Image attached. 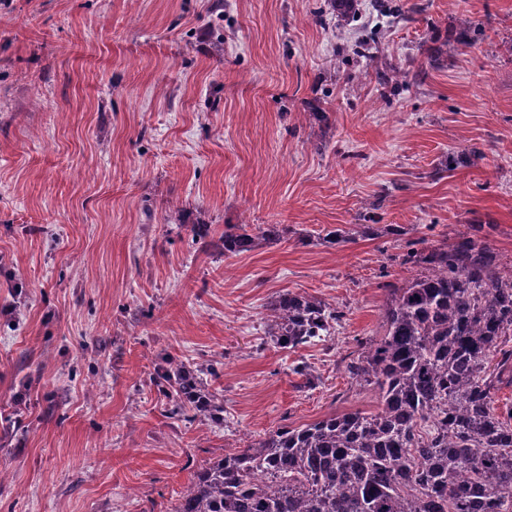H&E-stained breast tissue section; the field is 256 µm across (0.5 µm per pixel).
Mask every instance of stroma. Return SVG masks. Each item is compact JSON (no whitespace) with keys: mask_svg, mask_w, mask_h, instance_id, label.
I'll return each mask as SVG.
<instances>
[{"mask_svg":"<svg viewBox=\"0 0 512 512\" xmlns=\"http://www.w3.org/2000/svg\"><path fill=\"white\" fill-rule=\"evenodd\" d=\"M465 21L475 44L429 65ZM198 221L288 235L227 258ZM356 224L387 233L323 243ZM461 233L512 261V0H0V512H174L282 422L375 409L345 361L382 333L380 274ZM284 291L343 310L335 335L267 341ZM170 358L223 425L172 411Z\"/></svg>","mask_w":512,"mask_h":512,"instance_id":"stroma-1","label":"stroma"}]
</instances>
